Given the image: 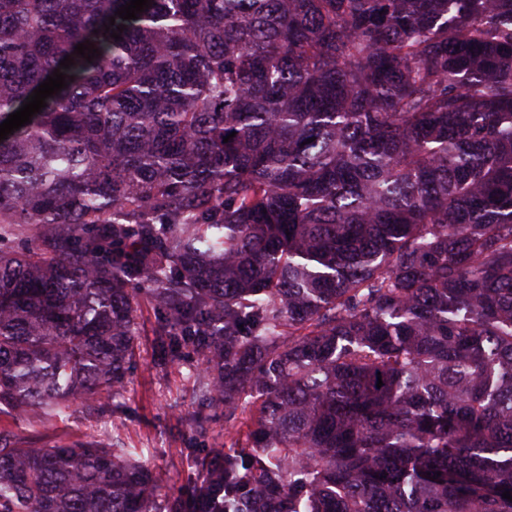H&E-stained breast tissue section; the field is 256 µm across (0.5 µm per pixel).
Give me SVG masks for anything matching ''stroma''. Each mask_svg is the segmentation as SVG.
<instances>
[{
	"instance_id": "stroma-1",
	"label": "stroma",
	"mask_w": 512,
	"mask_h": 512,
	"mask_svg": "<svg viewBox=\"0 0 512 512\" xmlns=\"http://www.w3.org/2000/svg\"><path fill=\"white\" fill-rule=\"evenodd\" d=\"M140 334L136 339V366L121 398L99 396L74 405L61 417L46 419L0 413V432H12L26 444L73 445L102 435L120 438L127 447L143 449L162 477L159 494L169 499L188 486L197 474L195 449L210 455L231 446L236 426L226 422L224 408L204 403L196 394L203 368L200 355L179 349L167 355L156 343L158 312L146 297L136 301ZM205 418L197 431L196 418Z\"/></svg>"
}]
</instances>
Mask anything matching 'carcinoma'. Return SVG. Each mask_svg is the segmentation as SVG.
<instances>
[{
    "mask_svg": "<svg viewBox=\"0 0 512 512\" xmlns=\"http://www.w3.org/2000/svg\"><path fill=\"white\" fill-rule=\"evenodd\" d=\"M126 2L0 0V123L67 82L0 140V408L118 398L144 291L255 413L163 505L0 433V512H512V0Z\"/></svg>",
    "mask_w": 512,
    "mask_h": 512,
    "instance_id": "1",
    "label": "carcinoma"
}]
</instances>
